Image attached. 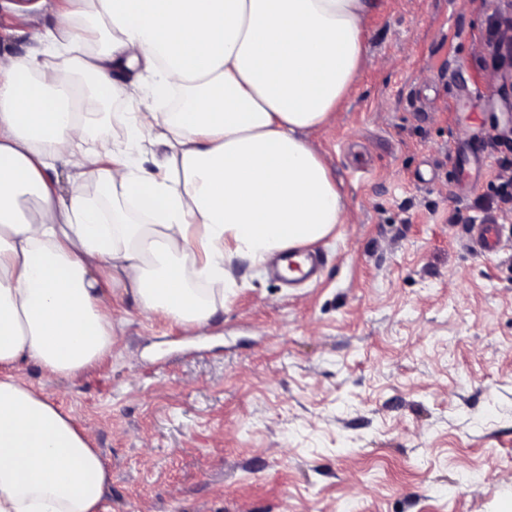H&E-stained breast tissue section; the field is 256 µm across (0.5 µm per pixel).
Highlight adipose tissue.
Instances as JSON below:
<instances>
[{
  "label": "adipose tissue",
  "mask_w": 512,
  "mask_h": 512,
  "mask_svg": "<svg viewBox=\"0 0 512 512\" xmlns=\"http://www.w3.org/2000/svg\"><path fill=\"white\" fill-rule=\"evenodd\" d=\"M56 27L33 40L57 62L0 54V512H103L111 481L88 428L11 369L78 375L112 353V291L189 331L208 328L236 259L318 243L345 221L330 173L304 139L326 124L362 66L377 0H41ZM105 49L77 60L68 48ZM157 69L150 88L113 69ZM98 101L132 107L112 153L88 147ZM173 112L154 103L172 89ZM163 144L158 172L138 159ZM65 160L73 188L48 179ZM93 181L117 206L84 193Z\"/></svg>",
  "instance_id": "adipose-tissue-1"
}]
</instances>
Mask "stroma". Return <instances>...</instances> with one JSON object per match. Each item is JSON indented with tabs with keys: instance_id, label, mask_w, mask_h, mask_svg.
<instances>
[{
	"instance_id": "obj_1",
	"label": "stroma",
	"mask_w": 512,
	"mask_h": 512,
	"mask_svg": "<svg viewBox=\"0 0 512 512\" xmlns=\"http://www.w3.org/2000/svg\"><path fill=\"white\" fill-rule=\"evenodd\" d=\"M494 0H378L366 64L307 133L346 223L317 283L239 262L196 336L113 298L111 357L15 374L93 431L106 512H512V98ZM55 14L0 0V50L41 55ZM481 86L487 96L472 100ZM485 256L466 227L486 216ZM501 234L502 225L494 221H485L471 226L472 243L480 252H496L500 246L499 238Z\"/></svg>"
}]
</instances>
